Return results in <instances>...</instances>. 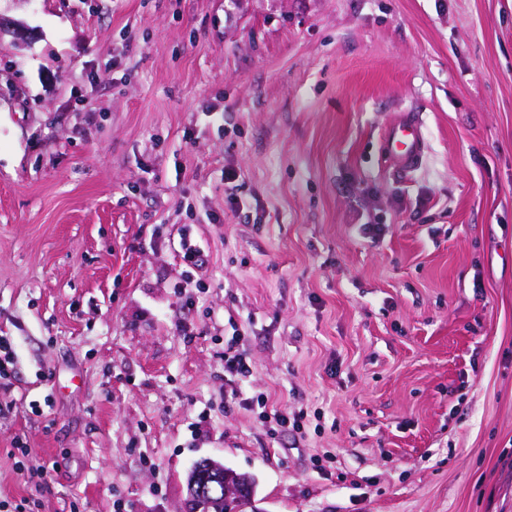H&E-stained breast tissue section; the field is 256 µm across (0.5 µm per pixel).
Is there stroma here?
Returning a JSON list of instances; mask_svg holds the SVG:
<instances>
[{
  "mask_svg": "<svg viewBox=\"0 0 512 512\" xmlns=\"http://www.w3.org/2000/svg\"><path fill=\"white\" fill-rule=\"evenodd\" d=\"M0 16L28 36L0 38V499L188 512L210 458L260 512H512V0ZM240 385L321 430L270 439ZM419 116L410 108L391 112L379 141V154L392 171L406 174L416 170L427 151ZM234 342L231 340L224 349V373L244 382L251 376L252 366L247 354L234 349Z\"/></svg>",
  "mask_w": 512,
  "mask_h": 512,
  "instance_id": "stroma-1",
  "label": "stroma"
}]
</instances>
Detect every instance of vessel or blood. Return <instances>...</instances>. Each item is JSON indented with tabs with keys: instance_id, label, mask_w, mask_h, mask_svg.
Here are the masks:
<instances>
[{
	"instance_id": "vessel-or-blood-1",
	"label": "vessel or blood",
	"mask_w": 512,
	"mask_h": 512,
	"mask_svg": "<svg viewBox=\"0 0 512 512\" xmlns=\"http://www.w3.org/2000/svg\"><path fill=\"white\" fill-rule=\"evenodd\" d=\"M426 151L418 114L409 108L391 112L379 141V154L387 167L401 174L412 172L420 166Z\"/></svg>"
}]
</instances>
